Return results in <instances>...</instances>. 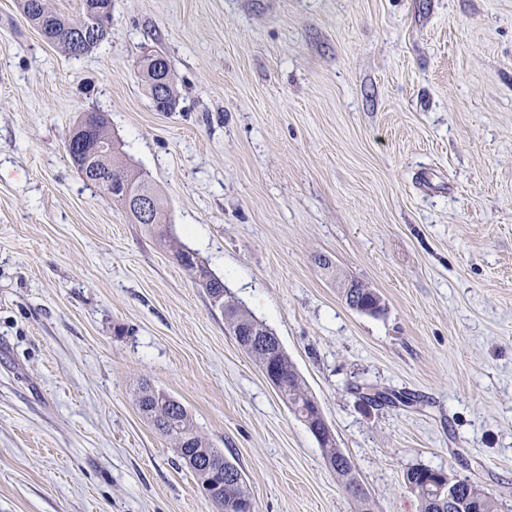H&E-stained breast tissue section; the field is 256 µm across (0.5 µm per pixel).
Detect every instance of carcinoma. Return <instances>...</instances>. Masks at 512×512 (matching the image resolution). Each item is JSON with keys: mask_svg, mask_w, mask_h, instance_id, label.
<instances>
[{"mask_svg": "<svg viewBox=\"0 0 512 512\" xmlns=\"http://www.w3.org/2000/svg\"><path fill=\"white\" fill-rule=\"evenodd\" d=\"M39 3L41 9L26 12L29 22L47 42L60 47L66 54L75 57L80 56L91 51L106 39V36L103 35L88 46L82 45L79 40L73 37L72 32L65 29L69 20L64 15L50 9L47 0H39ZM71 135L73 141L67 147V154L79 170L82 178L86 180L88 176L84 168V158L88 147L93 143L110 145L114 141L112 129L105 115L100 113L91 136L88 137L86 134L79 132L76 126L71 130ZM126 176L136 180L138 185L147 184L146 176L140 171L136 173L128 171L120 153L116 152L112 155L107 177L119 181ZM173 254L183 258L180 266L195 274L197 284L204 289L212 305L223 311L229 329L237 342L243 341V332L250 327L266 328L263 322L257 320L247 310L225 300L226 289L223 280L212 274L197 259L195 252L185 246H178ZM347 294L369 306H375L381 302L380 296L375 291L363 285L348 289ZM250 357L260 367L268 363L272 364L281 378L279 397L284 403L288 404L291 411L299 416L303 415V410L311 406L314 398L301 376L288 360L287 355L283 352H277L269 357L267 352L264 351L262 353H252ZM137 406L142 417L177 448L179 458L191 470L196 479H201L198 467L193 465V461L200 458L199 449H207L213 458L223 463L226 475L222 480L216 479L213 491V498L219 502L220 512H232L235 506L253 500L241 467L227 459L224 456L223 449L214 447L208 439L196 430L192 419L180 402L171 395L146 385L140 390ZM327 452L330 458L338 464L335 470L336 478L345 492L361 505H369V494L355 477L350 460L334 444L327 448ZM404 482L417 487L414 495L420 501L421 512H448V495L441 491L438 485L434 484V478L427 472V469L413 468L407 471ZM456 499L464 504V509L461 512H496L494 502L482 493L473 482L466 480L460 482L456 488Z\"/></svg>", "mask_w": 512, "mask_h": 512, "instance_id": "cac0c4a2", "label": "carcinoma"}]
</instances>
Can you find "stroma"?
Returning <instances> with one entry per match:
<instances>
[{"label":"stroma","mask_w":512,"mask_h":512,"mask_svg":"<svg viewBox=\"0 0 512 512\" xmlns=\"http://www.w3.org/2000/svg\"><path fill=\"white\" fill-rule=\"evenodd\" d=\"M146 51L171 111L141 88ZM92 111L279 338L374 512H419L420 467L512 512V0H112L79 57L0 0V512H211L139 413L145 383L256 512H356L193 274L72 164Z\"/></svg>","instance_id":"35a3bbf8"}]
</instances>
